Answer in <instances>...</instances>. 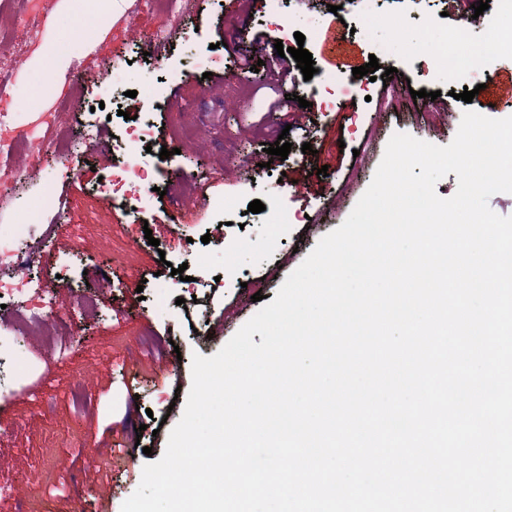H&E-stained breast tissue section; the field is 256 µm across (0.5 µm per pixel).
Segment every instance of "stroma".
<instances>
[{
    "label": "stroma",
    "mask_w": 512,
    "mask_h": 512,
    "mask_svg": "<svg viewBox=\"0 0 512 512\" xmlns=\"http://www.w3.org/2000/svg\"><path fill=\"white\" fill-rule=\"evenodd\" d=\"M48 2L0 5V39L14 67L0 110L11 113L12 130L30 127L32 81L63 79L67 103L41 131L51 150L39 163L11 158L25 176L0 203V234L29 256L0 280L44 285L0 308V512H43L49 502L54 512H121L183 415L194 355L216 354L258 312L253 295L272 302L345 222L393 134L445 146L465 110L512 116L498 102L512 79V49L472 63L452 87L446 76L457 58L442 47L460 35L454 0H288L287 44L296 47L303 34L316 72L304 81L285 56L288 71L270 90L264 73L211 56L213 45L236 43L243 30L278 39L271 0H248L241 12L224 0H191L186 12L177 0L164 11L152 0H125L109 27L88 23L68 41L70 63L56 72L32 62L35 47L57 41L66 23L64 0ZM150 35L148 63L137 46ZM430 53L437 64L421 73L416 63ZM373 54L380 68H393L391 80L326 109L312 82L350 80ZM105 76L124 97L101 99ZM467 87L476 92L469 104L458 98ZM421 89L426 97L412 99ZM291 92L307 107L270 111L274 97ZM142 110L153 122L148 161L186 190L152 196L137 215L101 192L98 179L129 156L124 133ZM185 123L196 126L194 141L179 139ZM282 134L291 151L270 160L267 149ZM306 142L313 150L305 154ZM64 154L78 157L76 169L61 164ZM265 161L269 169L260 170ZM255 200L264 211L249 212ZM152 237L159 246L149 245ZM181 265L201 279L194 292L171 272ZM53 310L64 312L67 330L48 320ZM76 387L82 400L71 396Z\"/></svg>",
    "instance_id": "stroma-1"
}]
</instances>
